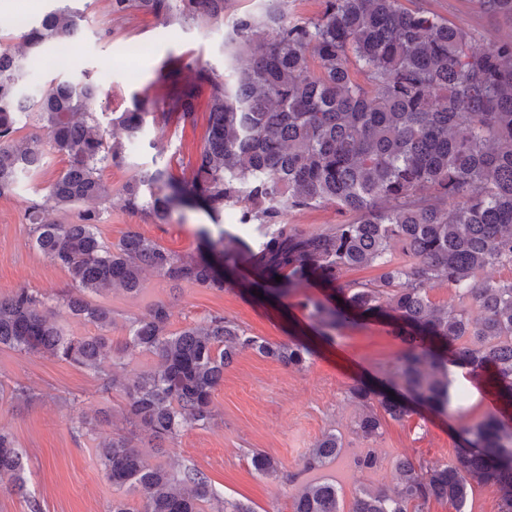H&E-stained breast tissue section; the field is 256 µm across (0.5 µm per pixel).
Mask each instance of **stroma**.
<instances>
[{"instance_id": "1", "label": "stroma", "mask_w": 512, "mask_h": 512, "mask_svg": "<svg viewBox=\"0 0 512 512\" xmlns=\"http://www.w3.org/2000/svg\"><path fill=\"white\" fill-rule=\"evenodd\" d=\"M69 5L83 17L81 30L66 47H47L31 57L29 93L90 75L107 92L95 106L105 122L112 111L130 105L133 94L163 95L166 85L158 73L168 57L191 52L216 70L224 68L226 22L166 24L135 14L115 23L107 0H69ZM204 131L201 124L185 128L167 122L164 129L153 132L159 140L157 148L132 146L130 166L104 168L103 176L117 189L132 175L134 166L151 164L153 158L189 162L201 146ZM65 167L63 156L48 154L39 177L23 181L15 195L0 199V296L22 286L50 294L66 282V272L31 247L23 218L28 199L44 194ZM132 224L145 237L181 253L194 250V232L201 225L230 230L252 245L259 239L256 225H240L234 208L225 209L216 220L204 212L189 211L184 223L155 224L117 205L104 213L101 237L108 244L118 242ZM226 276L229 286L221 291L186 287L174 293L162 277L149 271L144 275L142 295L133 298L114 291L100 301L113 310L108 334L115 341L127 336L129 317L139 313L147 301L162 300L170 307L175 331L221 313L266 341L299 339L311 345L314 353L302 370L252 352L241 354L225 370L224 381L213 395L214 424L185 431L165 457L175 465L195 464L220 494L249 502L255 512H292L296 488L288 484L287 477L298 473L304 453L329 428L342 433L345 456L326 473L349 495L359 481L350 466L354 454L371 449L382 457L381 467L360 480L386 489L392 481L388 464L392 456L405 454L428 462L453 460L463 425L498 407L486 381L467 373L455 380L468 395L465 413L440 415L422 409L403 423L388 422L383 435L374 441L358 439L351 427L356 408L347 400L346 391L360 379L379 386L386 383V373L403 348L387 320L365 319L328 345L314 335L297 298L256 295V285L264 275L250 261H240ZM18 381L35 391L34 400L13 397ZM97 386L93 375L55 358L0 350V426L8 428L26 452L29 498L39 502L40 512H109L112 486L94 445L122 433L123 424L112 419L113 404L97 397ZM90 417L96 420L93 437L73 434L75 423ZM253 451L276 458L278 475L257 476L249 457Z\"/></svg>"}]
</instances>
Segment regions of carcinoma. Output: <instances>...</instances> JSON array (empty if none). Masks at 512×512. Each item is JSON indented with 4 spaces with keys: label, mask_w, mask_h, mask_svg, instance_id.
<instances>
[{
    "label": "carcinoma",
    "mask_w": 512,
    "mask_h": 512,
    "mask_svg": "<svg viewBox=\"0 0 512 512\" xmlns=\"http://www.w3.org/2000/svg\"><path fill=\"white\" fill-rule=\"evenodd\" d=\"M287 2L267 0L262 12L233 18L224 36L230 76L191 54L166 63V95L135 93L106 125L94 111L104 91L87 74L23 93L31 52L72 39L78 12L51 9L17 45L0 36V199L39 174L48 153L67 159L48 194L25 209L32 248L63 269L67 283L52 295L22 287L0 297V349L75 365L97 379L99 392L119 396L129 429L96 445L112 489L122 493L110 512H255L220 495L194 464L175 472L149 462L133 439L149 433L153 454L163 457L183 431L213 423V393L238 355L252 351L302 370L313 350L302 342L271 344L219 313L172 331L161 300L147 304L130 320L128 336L114 342L106 335L112 310L91 299L114 290L141 295L147 270L173 291H222L219 267L245 254L282 297L311 281L332 289L329 299L301 300L324 341L369 317L387 318L403 335L390 374L397 393L362 383L348 390L360 407L358 437L377 438L387 420L409 416L403 393L439 414L465 412L466 393L449 394L451 363L488 375L503 406L462 429L452 462L394 456L392 488L361 482L347 508L336 481L316 479L293 495L292 512H431L433 504L467 512L476 488L495 493L498 512H512V421L504 415L512 407V278H481L489 266L512 270V37L477 51L481 32L472 18L451 21L419 0H322L314 18L290 15ZM231 3L108 0V8L115 19L140 13L206 23L224 19ZM478 10L512 23V0H478ZM201 99L207 127L189 176L178 174L171 158L137 169L112 193L103 168L125 166L130 146L161 117L196 126ZM28 118L42 125L45 139H17ZM116 126L124 136L112 134ZM115 199L155 224H171L186 210L218 216L237 207L240 223L259 226L260 240L253 249L226 229L216 236L201 229L195 253L186 254L129 230L108 246L99 233L101 207ZM322 206L335 207L341 220L316 231L288 223V214ZM51 210L72 213L76 222L54 221ZM358 268L378 274L345 280ZM439 285L454 290L457 307L431 300ZM54 306L100 333H67L49 317ZM137 354L157 366L124 374ZM343 452L342 434L329 430L303 456L301 473L322 470ZM24 457L1 426L0 485L21 496L28 495ZM251 465L262 477L279 471L261 452H252ZM380 465L369 450L351 463L361 475Z\"/></svg>",
    "instance_id": "carcinoma-1"
}]
</instances>
